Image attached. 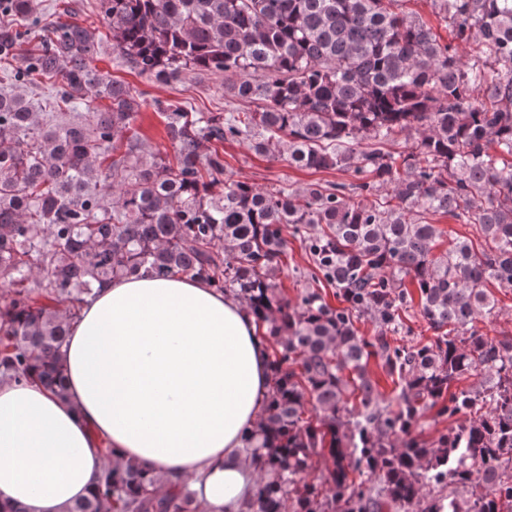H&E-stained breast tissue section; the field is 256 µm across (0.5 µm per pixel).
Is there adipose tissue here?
Returning a JSON list of instances; mask_svg holds the SVG:
<instances>
[{
	"label": "adipose tissue",
	"instance_id": "obj_1",
	"mask_svg": "<svg viewBox=\"0 0 512 512\" xmlns=\"http://www.w3.org/2000/svg\"><path fill=\"white\" fill-rule=\"evenodd\" d=\"M268 350L240 302L181 276L104 284L71 319L67 394L0 374V500L63 512L105 449L160 480L186 477L205 512L254 490L239 454L266 406Z\"/></svg>",
	"mask_w": 512,
	"mask_h": 512
}]
</instances>
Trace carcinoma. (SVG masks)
Here are the masks:
<instances>
[{
  "label": "carcinoma",
  "mask_w": 512,
  "mask_h": 512,
  "mask_svg": "<svg viewBox=\"0 0 512 512\" xmlns=\"http://www.w3.org/2000/svg\"><path fill=\"white\" fill-rule=\"evenodd\" d=\"M397 2L98 0L117 65L163 84L219 74L253 106L154 101L170 155L135 129L142 93L91 66L95 30L0 0L13 87L0 90V373L65 395L67 320L96 285L189 277L239 299L275 343L240 449L256 472L240 512H512V337L478 327L496 308L488 285L512 288V0H431L467 61ZM47 82L37 106L14 90ZM237 140L350 180H234L224 142ZM437 214L479 243L438 250ZM289 234L341 306L317 288L288 300ZM415 313L433 336L396 344ZM363 317L376 335L359 334ZM433 409L450 425L429 443L415 430ZM321 461L327 474L307 480ZM65 512L203 508L182 482L112 462Z\"/></svg>",
  "instance_id": "obj_1"
}]
</instances>
